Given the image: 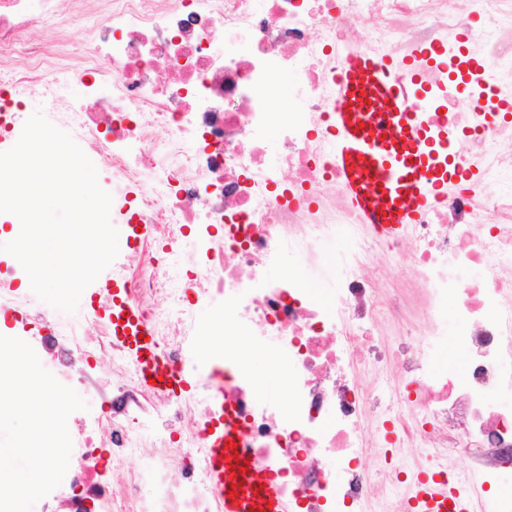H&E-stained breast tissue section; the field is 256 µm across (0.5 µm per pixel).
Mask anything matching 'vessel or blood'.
<instances>
[{
  "label": "vessel or blood",
  "mask_w": 512,
  "mask_h": 512,
  "mask_svg": "<svg viewBox=\"0 0 512 512\" xmlns=\"http://www.w3.org/2000/svg\"><path fill=\"white\" fill-rule=\"evenodd\" d=\"M398 61L349 54L336 80L332 144L336 170L362 223L390 232L415 223L419 213L458 184L448 167L447 136L429 130L412 105L413 87ZM387 138H379L381 130ZM112 317L128 336L127 351L144 373L158 368L152 341L141 339L139 313L129 297L112 293ZM208 472L223 512H286L272 479L255 465L236 469L230 447L239 441L233 420L205 430ZM424 512H447L444 481L426 482Z\"/></svg>",
  "instance_id": "b4317fda"
}]
</instances>
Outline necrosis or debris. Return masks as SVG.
<instances>
[{
    "label": "necrosis or debris",
    "instance_id": "1",
    "mask_svg": "<svg viewBox=\"0 0 512 512\" xmlns=\"http://www.w3.org/2000/svg\"><path fill=\"white\" fill-rule=\"evenodd\" d=\"M58 2L34 11L0 0V73L10 77L0 140L34 105L111 170L122 185L112 223L156 232L115 262L116 275L168 367L198 380L187 396L146 385L110 321L84 340L81 319L39 311L43 364L59 382L77 374L99 387L90 348L114 372L111 415L79 426L75 474L49 495L59 512H220L203 439L219 410L288 512H416L425 472L413 448L447 474L449 491L512 512V495L497 491L512 471V119L486 120L512 102V0ZM40 25L54 41L33 38ZM430 44L445 55L424 66L416 109L460 138V183L420 223L379 236L347 204L331 159L336 75L351 52L405 61ZM465 46L482 65L464 97L450 69ZM75 84L86 107L71 98ZM284 93L302 109L273 111ZM340 230L328 295L269 276L286 250L320 260ZM382 256L412 268V293L374 275ZM197 303L234 309L225 335L261 339L271 372L288 373V399L260 394L239 351L225 354L224 386H213L191 345ZM452 325L471 353L446 367ZM168 418L194 428L173 439L159 426Z\"/></svg>",
    "mask_w": 512,
    "mask_h": 512
}]
</instances>
